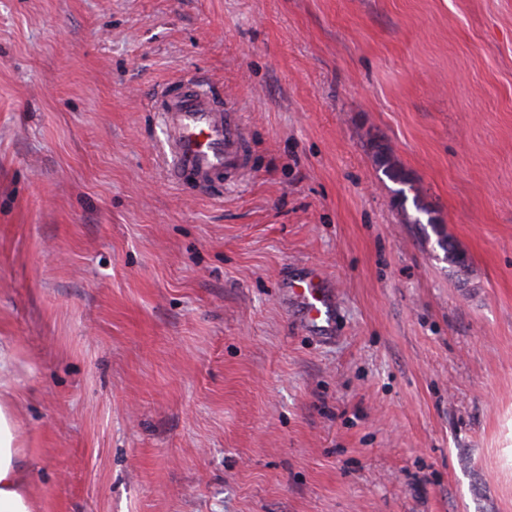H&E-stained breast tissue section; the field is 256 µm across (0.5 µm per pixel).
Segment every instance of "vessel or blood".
Listing matches in <instances>:
<instances>
[{
    "instance_id": "1",
    "label": "vessel or blood",
    "mask_w": 512,
    "mask_h": 512,
    "mask_svg": "<svg viewBox=\"0 0 512 512\" xmlns=\"http://www.w3.org/2000/svg\"><path fill=\"white\" fill-rule=\"evenodd\" d=\"M221 92L192 76L166 87L153 110L166 135V175L199 195L223 197L225 185L251 168L249 137L242 115L225 107ZM290 292L299 300L307 326L328 333L334 326L332 305L321 278L293 280Z\"/></svg>"
}]
</instances>
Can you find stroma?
I'll list each match as a JSON object with an SVG mask.
<instances>
[{"instance_id":"1","label":"stroma","mask_w":512,"mask_h":512,"mask_svg":"<svg viewBox=\"0 0 512 512\" xmlns=\"http://www.w3.org/2000/svg\"><path fill=\"white\" fill-rule=\"evenodd\" d=\"M189 75L220 199L164 177ZM0 346L34 512H512V0H0ZM224 102L222 93L198 76L166 87L153 101L166 135V175L182 189L223 198L224 185L251 168L242 114ZM378 165H379L381 171L383 172V174L388 179H390L394 183L402 186L397 191L399 203L403 206V202L406 201V199H407V195H406L407 190L412 191L414 193L413 203H414L416 211L420 214H424L427 216V219H426L427 224H435V219L432 216V211L421 202L418 190L415 188L411 178L393 160L391 155L389 153H387L385 160L382 162H378ZM289 290L301 304L306 325L330 333L334 326L333 308L322 278L312 274L300 277L290 283Z\"/></svg>"}]
</instances>
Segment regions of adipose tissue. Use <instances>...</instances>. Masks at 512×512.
I'll list each match as a JSON object with an SVG mask.
<instances>
[{"instance_id": "adipose-tissue-1", "label": "adipose tissue", "mask_w": 512, "mask_h": 512, "mask_svg": "<svg viewBox=\"0 0 512 512\" xmlns=\"http://www.w3.org/2000/svg\"><path fill=\"white\" fill-rule=\"evenodd\" d=\"M25 483L15 424L9 409L0 404V512H32Z\"/></svg>"}]
</instances>
